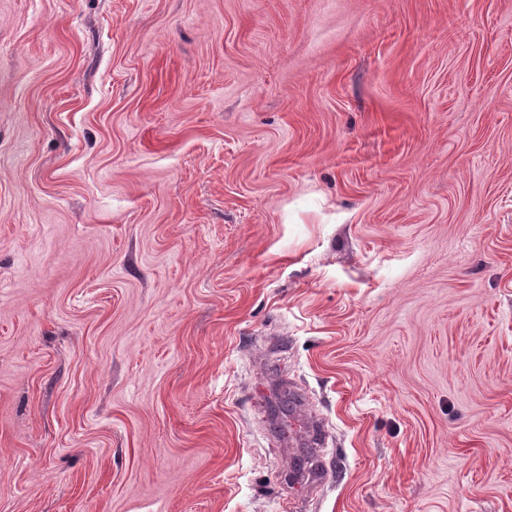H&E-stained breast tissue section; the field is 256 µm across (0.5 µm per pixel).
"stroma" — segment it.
Here are the masks:
<instances>
[{"instance_id": "obj_1", "label": "stroma", "mask_w": 512, "mask_h": 512, "mask_svg": "<svg viewBox=\"0 0 512 512\" xmlns=\"http://www.w3.org/2000/svg\"><path fill=\"white\" fill-rule=\"evenodd\" d=\"M0 512H512V0H0Z\"/></svg>"}]
</instances>
